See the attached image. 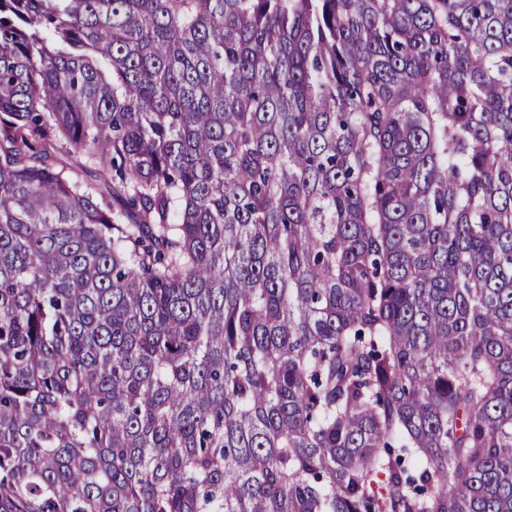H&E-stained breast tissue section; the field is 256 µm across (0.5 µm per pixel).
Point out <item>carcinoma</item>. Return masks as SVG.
<instances>
[{
	"label": "carcinoma",
	"mask_w": 512,
	"mask_h": 512,
	"mask_svg": "<svg viewBox=\"0 0 512 512\" xmlns=\"http://www.w3.org/2000/svg\"><path fill=\"white\" fill-rule=\"evenodd\" d=\"M0 512H512V0H0Z\"/></svg>",
	"instance_id": "obj_1"
}]
</instances>
